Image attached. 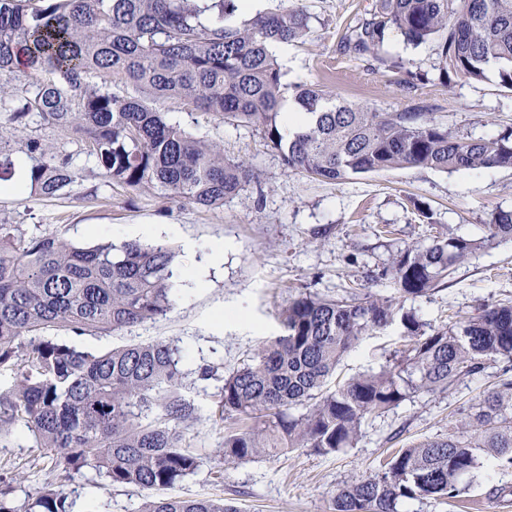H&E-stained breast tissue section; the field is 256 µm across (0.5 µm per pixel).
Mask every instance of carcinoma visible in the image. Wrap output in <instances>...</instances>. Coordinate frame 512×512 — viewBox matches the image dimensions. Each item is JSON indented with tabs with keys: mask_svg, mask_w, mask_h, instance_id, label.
<instances>
[{
	"mask_svg": "<svg viewBox=\"0 0 512 512\" xmlns=\"http://www.w3.org/2000/svg\"><path fill=\"white\" fill-rule=\"evenodd\" d=\"M238 0H0V169L30 163L31 190L58 196L91 164L110 184L152 188L205 207L224 205L252 176L214 141L170 122L174 99L254 126L291 172L343 182L416 167L476 174L512 169V131L489 138L454 133L417 106L378 112L333 99L315 84L291 86L310 115L292 134L273 46L310 32L297 5L231 21ZM437 44L439 78L481 81L489 70L512 92V0H377L344 48L375 57L391 33ZM512 236V212L487 224L486 241ZM477 242L450 237L400 251L382 276L418 297L445 283ZM175 253L128 240L79 247L50 233L24 237L0 224V437L16 427L66 477L92 474L110 486L149 491L138 512H240L222 497L182 499L163 491L195 473L183 424L196 407L179 392L177 351L163 342L82 351L50 332L100 336L165 316L174 306ZM399 323L410 344L392 365L329 390L326 382L367 332ZM285 334L224 378L219 418L246 420L224 434V461L276 450L337 452L362 422L420 391L450 390L498 359L512 360V304L484 303L445 329H424L388 298L311 294L283 314ZM465 426L400 450L380 470L347 484L334 512H399L406 500L448 497L478 465L477 451L512 468V378L470 405ZM51 483L0 512H73Z\"/></svg>",
	"mask_w": 512,
	"mask_h": 512,
	"instance_id": "carcinoma-1",
	"label": "carcinoma"
}]
</instances>
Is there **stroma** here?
<instances>
[{
  "instance_id": "obj_1",
  "label": "stroma",
  "mask_w": 512,
  "mask_h": 512,
  "mask_svg": "<svg viewBox=\"0 0 512 512\" xmlns=\"http://www.w3.org/2000/svg\"><path fill=\"white\" fill-rule=\"evenodd\" d=\"M311 15V31L289 44L282 60L285 84L312 83L332 97L380 112L428 106L458 134L490 137L512 129V93L495 76L480 82L439 78L437 47L404 44L389 35L378 57L354 58L343 36L375 9L376 0H299ZM169 121L223 145L232 160L249 161L254 179L222 207L203 208L175 201L151 189L108 187L92 168L60 196L0 197V222L25 235L53 233L87 246L102 240L121 243L133 231L149 229V242L176 250L175 303L167 317L108 336L61 331L69 344L107 351L134 343L165 342L179 351L184 374L180 392L198 409L187 425L193 453L203 458L195 474L172 488L181 498L221 496L243 512H333V502L352 479L373 473L393 451L456 430L472 401L512 376V362L460 380L450 391L421 393L390 411L367 418L354 447L323 454L312 448L273 453L237 464L215 451L224 445L217 415L223 379L255 350L282 335L283 311L299 295L344 296L361 285L364 293L391 296L381 272L398 250L428 245L441 237L481 238L493 212L512 210V169L478 174L444 173L415 167L362 175L342 183L319 181L285 169L280 154L267 147L261 131L217 117L188 114L173 102L162 106ZM434 216L424 219L419 206ZM224 245V260L207 262L211 244ZM205 279H198V272ZM512 300V238H499L459 261L444 285L402 300L430 328L449 327L475 313L479 304ZM400 326L370 332L347 353L328 388L348 378L378 372L408 344ZM212 370L200 380L201 370ZM31 448L0 447V491L23 501L39 488L44 473L30 465ZM512 468L480 455L472 477L456 498L409 500L403 512H512ZM74 512H137L146 492L133 486L95 487L78 477L64 482Z\"/></svg>"
}]
</instances>
